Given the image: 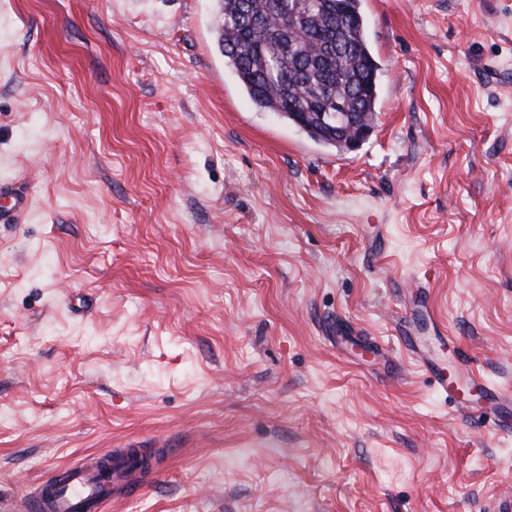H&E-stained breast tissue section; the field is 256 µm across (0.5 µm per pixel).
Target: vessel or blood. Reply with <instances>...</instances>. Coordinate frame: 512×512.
Returning <instances> with one entry per match:
<instances>
[{
  "label": "vessel or blood",
  "instance_id": "1",
  "mask_svg": "<svg viewBox=\"0 0 512 512\" xmlns=\"http://www.w3.org/2000/svg\"><path fill=\"white\" fill-rule=\"evenodd\" d=\"M0 196L11 200L10 206L0 208V223H12L14 217L26 208L27 200L13 194L5 182L0 184ZM399 342L402 349L425 370L434 386L447 390L448 380L439 364L419 352L416 337L405 335L400 337ZM458 366L462 380L480 387L485 398L499 407L501 429L511 427L512 393L485 383L476 372L471 357L460 356ZM129 456L126 450L113 454L112 469L107 473L100 468L101 456L80 459L68 468L67 482L59 484L49 478L35 490L26 505L28 512H104V504L110 497H133L138 486V471L131 466Z\"/></svg>",
  "mask_w": 512,
  "mask_h": 512
}]
</instances>
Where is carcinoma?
<instances>
[{"label": "carcinoma", "instance_id": "1", "mask_svg": "<svg viewBox=\"0 0 512 512\" xmlns=\"http://www.w3.org/2000/svg\"><path fill=\"white\" fill-rule=\"evenodd\" d=\"M215 39L224 67L252 103L334 149L318 113L338 102L344 112L375 117L382 72L367 38L360 0H214Z\"/></svg>", "mask_w": 512, "mask_h": 512}]
</instances>
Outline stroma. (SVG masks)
Here are the masks:
<instances>
[{
  "instance_id": "1",
  "label": "stroma",
  "mask_w": 512,
  "mask_h": 512,
  "mask_svg": "<svg viewBox=\"0 0 512 512\" xmlns=\"http://www.w3.org/2000/svg\"><path fill=\"white\" fill-rule=\"evenodd\" d=\"M353 151L260 110L213 0H0V512L166 448L106 512H492L512 434L398 338L512 390V0H362ZM11 182L4 181L0 184V196L9 197L11 200V204L8 207L1 206L0 208V223L1 224H11L14 222V217L21 213L27 206V199L23 196L16 195L12 192V189L9 188ZM400 346L403 350H405L416 362L420 364V366L425 370L428 377L433 382V385L442 390L445 394H447L449 401H453L455 404L456 411L459 413L467 414L469 409L458 402L456 398L448 391V378H444L442 369L439 364L427 359L423 354H421L418 350V343L416 336H400L399 337Z\"/></svg>"
}]
</instances>
